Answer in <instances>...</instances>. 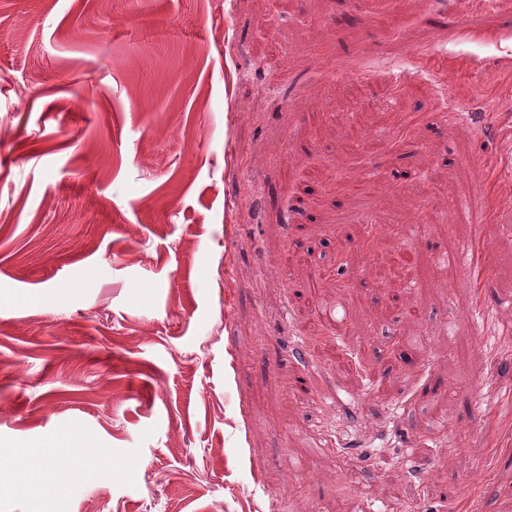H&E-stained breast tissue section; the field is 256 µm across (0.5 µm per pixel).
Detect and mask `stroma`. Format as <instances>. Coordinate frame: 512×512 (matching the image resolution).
<instances>
[{
    "label": "stroma",
    "instance_id": "35a3bbf8",
    "mask_svg": "<svg viewBox=\"0 0 512 512\" xmlns=\"http://www.w3.org/2000/svg\"><path fill=\"white\" fill-rule=\"evenodd\" d=\"M491 158L512 165V0H0V451L70 441L58 512L507 497ZM468 195L500 210L479 309L435 265L457 226H413Z\"/></svg>",
    "mask_w": 512,
    "mask_h": 512
}]
</instances>
